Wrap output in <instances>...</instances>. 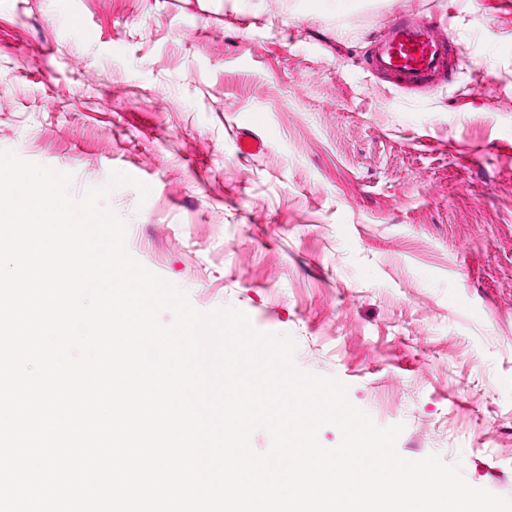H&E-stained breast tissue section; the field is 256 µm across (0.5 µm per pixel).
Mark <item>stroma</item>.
I'll use <instances>...</instances> for the list:
<instances>
[{"label":"stroma","instance_id":"obj_1","mask_svg":"<svg viewBox=\"0 0 512 512\" xmlns=\"http://www.w3.org/2000/svg\"><path fill=\"white\" fill-rule=\"evenodd\" d=\"M400 12L448 22L425 93L368 70ZM0 149L148 184L134 258L512 497V0H0Z\"/></svg>","mask_w":512,"mask_h":512}]
</instances>
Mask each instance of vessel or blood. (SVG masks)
<instances>
[{"mask_svg":"<svg viewBox=\"0 0 512 512\" xmlns=\"http://www.w3.org/2000/svg\"><path fill=\"white\" fill-rule=\"evenodd\" d=\"M447 56L448 39L431 20L400 15L390 20L369 66L401 87L421 88L443 75Z\"/></svg>","mask_w":512,"mask_h":512,"instance_id":"b4317fda","label":"vessel or blood"}]
</instances>
